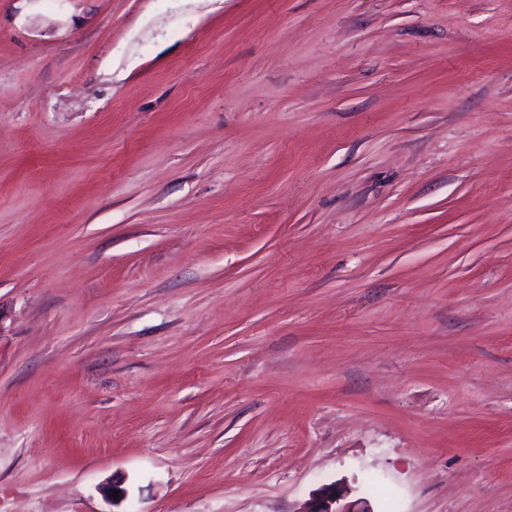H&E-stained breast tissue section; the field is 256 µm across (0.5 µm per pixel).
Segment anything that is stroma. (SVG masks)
<instances>
[{"instance_id":"stroma-1","label":"stroma","mask_w":512,"mask_h":512,"mask_svg":"<svg viewBox=\"0 0 512 512\" xmlns=\"http://www.w3.org/2000/svg\"><path fill=\"white\" fill-rule=\"evenodd\" d=\"M334 482L512 512V0H0V512Z\"/></svg>"}]
</instances>
